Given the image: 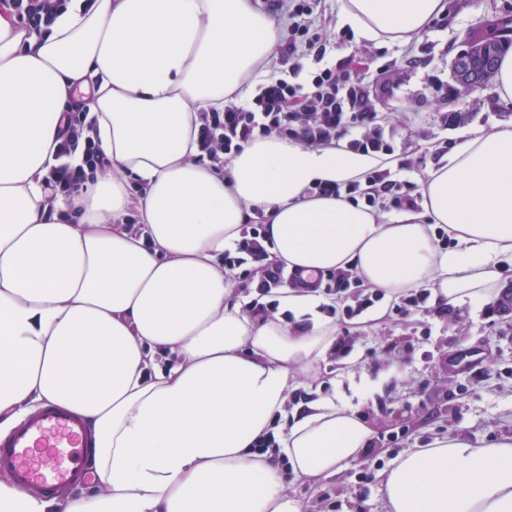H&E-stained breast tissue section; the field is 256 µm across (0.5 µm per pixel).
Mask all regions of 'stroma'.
Returning a JSON list of instances; mask_svg holds the SVG:
<instances>
[{"label":"stroma","instance_id":"1","mask_svg":"<svg viewBox=\"0 0 512 512\" xmlns=\"http://www.w3.org/2000/svg\"><path fill=\"white\" fill-rule=\"evenodd\" d=\"M446 10L416 39L357 41L341 26V0H314L313 28L337 37L332 60L352 58L364 78L384 128L395 131L390 171L423 184L446 148L466 131L512 123V102H502L496 83L483 90L456 94L451 68L465 38L496 19H512V0H446ZM279 51L269 71L306 82L317 66L312 57L290 55L288 14H275ZM454 106H447L449 95ZM391 300L344 322L338 333L351 337L356 374L347 377L341 358L326 369L298 379L291 397L299 405L317 394L340 393L353 409L373 423L378 434L367 480L359 465L317 483L291 485L303 512H383V492L375 475L391 468L405 450L429 447L437 439L460 433L476 442L512 434V310L500 312L497 301L466 304L450 311L428 306L393 317ZM466 348L481 355L477 370L450 369L448 356Z\"/></svg>","mask_w":512,"mask_h":512}]
</instances>
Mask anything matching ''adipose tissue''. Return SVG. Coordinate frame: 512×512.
<instances>
[{"label": "adipose tissue", "instance_id": "obj_1", "mask_svg": "<svg viewBox=\"0 0 512 512\" xmlns=\"http://www.w3.org/2000/svg\"><path fill=\"white\" fill-rule=\"evenodd\" d=\"M444 9L345 0L340 18L360 39L407 42ZM276 45L251 0H68L41 34L0 13V436L61 407L86 423L99 480L47 500L6 474L0 512H301L289 477L332 478L372 449L374 425L345 402L288 406L295 374L336 348L323 292L282 285L269 316L232 302L224 252L250 221L287 271L352 270L392 296L487 303L512 276V125L462 135L394 220L306 193L386 168L376 156L272 136L223 171L195 163L201 113ZM78 87L111 166L52 198ZM378 478L385 512H512V436L451 434Z\"/></svg>", "mask_w": 512, "mask_h": 512}]
</instances>
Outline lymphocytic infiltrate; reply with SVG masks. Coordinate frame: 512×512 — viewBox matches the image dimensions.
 <instances>
[{
	"label": "lymphocytic infiltrate",
	"mask_w": 512,
	"mask_h": 512,
	"mask_svg": "<svg viewBox=\"0 0 512 512\" xmlns=\"http://www.w3.org/2000/svg\"><path fill=\"white\" fill-rule=\"evenodd\" d=\"M313 12L311 0H288V17L292 35L301 38L315 60H323L330 42L309 34V18ZM87 115L82 111L67 114L66 127L58 147L62 164L52 167L45 178L50 195L68 192L79 187L87 171L106 167L104 154L93 146H81L80 140ZM373 104L363 86L362 78L337 75L335 69L324 68L302 86L272 74L257 87V93L247 100L229 97L223 110H211L201 115L197 143L198 162L210 163L220 170L225 159L239 154L249 143L278 136L307 146L332 143L345 138L346 146L365 153L392 152L389 135L375 122ZM83 153L80 167L67 164V157ZM367 188L352 183L346 186L319 184L311 195L337 197L351 203L373 207L385 203L394 209L417 207L422 195L415 183L392 179L389 172H375L367 178ZM262 225H252L235 249L225 250L224 265L239 268L249 263L267 262L265 289L278 287L284 280V267L268 263V252L263 244Z\"/></svg>",
	"instance_id": "obj_1"
}]
</instances>
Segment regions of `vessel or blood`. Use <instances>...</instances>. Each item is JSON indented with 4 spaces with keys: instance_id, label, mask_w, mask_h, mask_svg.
I'll list each match as a JSON object with an SVG mask.
<instances>
[{
    "instance_id": "1",
    "label": "vessel or blood",
    "mask_w": 512,
    "mask_h": 512,
    "mask_svg": "<svg viewBox=\"0 0 512 512\" xmlns=\"http://www.w3.org/2000/svg\"><path fill=\"white\" fill-rule=\"evenodd\" d=\"M87 454L82 421L53 405L0 438V470L10 471L18 484L43 496L85 481Z\"/></svg>"
}]
</instances>
